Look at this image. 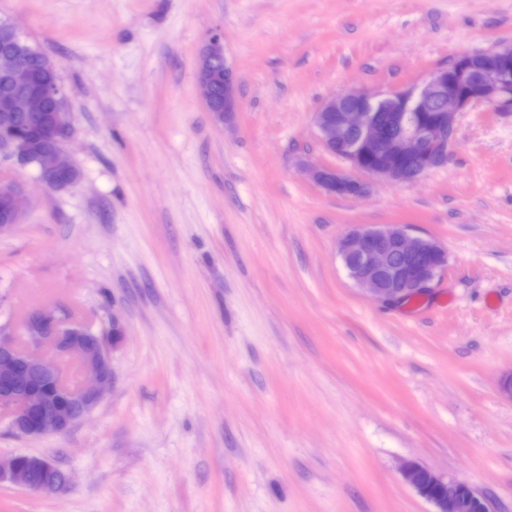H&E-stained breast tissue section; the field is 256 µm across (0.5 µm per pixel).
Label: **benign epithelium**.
<instances>
[{
  "label": "benign epithelium",
  "mask_w": 512,
  "mask_h": 512,
  "mask_svg": "<svg viewBox=\"0 0 512 512\" xmlns=\"http://www.w3.org/2000/svg\"><path fill=\"white\" fill-rule=\"evenodd\" d=\"M0 42L15 51L0 56V70L14 88V95L0 101L9 111L19 103L37 119L53 99L65 94L55 81L35 86L33 73L17 58L29 52L17 29L0 23ZM207 54L198 57L197 80L205 105H210V61L224 60V120L237 111V77L226 60L222 35L213 34L205 44ZM471 55L458 56L452 64L433 70L420 84L404 90L377 94L352 89L324 100L314 115L326 149L373 180L387 183L417 180L426 172L448 163L450 147L462 112L479 109L496 114L512 113V43ZM71 129V113L58 112L44 130L42 142L54 146L39 180L63 191L71 181H49V175L67 177L77 168L66 158L63 143ZM33 144L0 139V154L26 164ZM311 177L327 192L362 197L369 184L324 168L309 169ZM29 199L23 188L0 184V210L10 220L0 224V234L19 222ZM338 252L354 283L375 300L391 304L424 293L447 267V253L436 241L413 236L404 224L358 227L338 244ZM26 346H20L13 330L0 326V407L10 413V429L22 437L66 435L102 402L115 376L113 352L123 340L121 315L112 312L107 328L96 333L89 327L64 322L52 308L30 312L23 322ZM78 362L85 381L76 388L66 384L62 361ZM42 479H34L35 474ZM404 481L434 506V512H495L488 495L469 483L444 477L405 461ZM10 481L41 494L65 490L69 475L52 467L45 458L13 454L0 456V482Z\"/></svg>",
  "instance_id": "obj_1"
}]
</instances>
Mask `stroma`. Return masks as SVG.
<instances>
[{"mask_svg": "<svg viewBox=\"0 0 512 512\" xmlns=\"http://www.w3.org/2000/svg\"><path fill=\"white\" fill-rule=\"evenodd\" d=\"M54 60L72 114L64 191L0 155L31 205L0 234V324L123 318L115 378L53 459L62 493L0 482V512H433L412 460L512 512V114L465 112L446 166L363 198L313 124L325 99L421 82L512 41V0H0ZM224 37L239 108L217 126L196 62ZM406 224L447 252L424 294L373 300L339 241ZM311 177L327 192L347 197H362L368 192L369 184L349 175L324 168H309Z\"/></svg>", "mask_w": 512, "mask_h": 512, "instance_id": "obj_1", "label": "stroma"}]
</instances>
